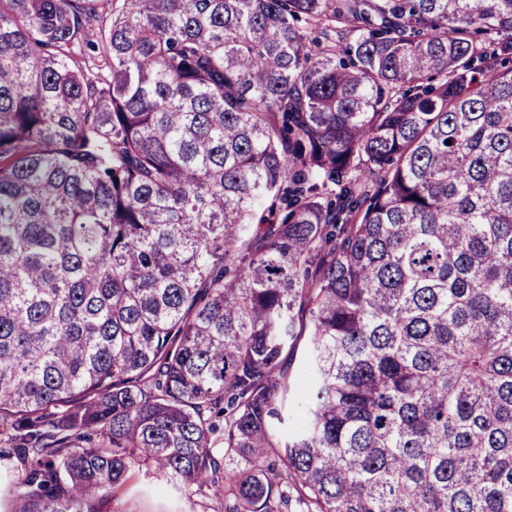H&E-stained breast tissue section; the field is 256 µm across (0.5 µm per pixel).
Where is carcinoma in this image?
<instances>
[{
	"mask_svg": "<svg viewBox=\"0 0 512 512\" xmlns=\"http://www.w3.org/2000/svg\"><path fill=\"white\" fill-rule=\"evenodd\" d=\"M512 0H0V461L220 512H512ZM451 144H446V141ZM123 512H214V501L201 496L188 497L180 489L152 475L135 476L117 501Z\"/></svg>",
	"mask_w": 512,
	"mask_h": 512,
	"instance_id": "cac0c4a2",
	"label": "carcinoma"
}]
</instances>
